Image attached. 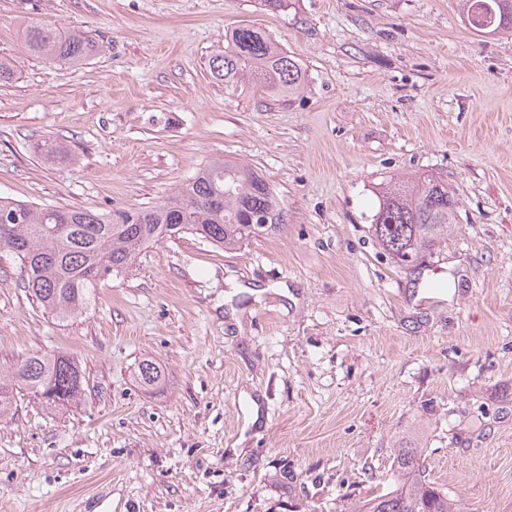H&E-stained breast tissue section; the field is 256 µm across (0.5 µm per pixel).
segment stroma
I'll return each mask as SVG.
<instances>
[{
  "label": "stroma",
  "instance_id": "35a3bbf8",
  "mask_svg": "<svg viewBox=\"0 0 512 512\" xmlns=\"http://www.w3.org/2000/svg\"><path fill=\"white\" fill-rule=\"evenodd\" d=\"M36 23L87 31L94 55L26 54ZM243 23L298 59L299 94L213 76ZM0 56V196L153 206L220 158L284 211L236 250L148 248L63 323L0 253V371L60 353L85 388L16 394L0 512H95L101 492L105 512H358L410 444L457 512H512V29L473 30L460 0H0ZM406 174L447 183L459 228L400 266L371 222ZM146 358L163 387L139 384Z\"/></svg>",
  "mask_w": 512,
  "mask_h": 512
}]
</instances>
